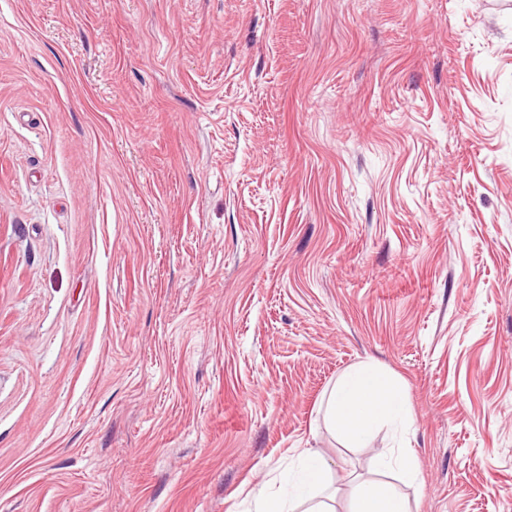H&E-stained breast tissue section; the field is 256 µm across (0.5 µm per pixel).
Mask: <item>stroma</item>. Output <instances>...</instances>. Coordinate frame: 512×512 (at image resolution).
Listing matches in <instances>:
<instances>
[{"label": "stroma", "instance_id": "stroma-1", "mask_svg": "<svg viewBox=\"0 0 512 512\" xmlns=\"http://www.w3.org/2000/svg\"><path fill=\"white\" fill-rule=\"evenodd\" d=\"M401 387L365 444L350 367ZM512 512V0H0V512H248L302 450ZM401 395L378 369L361 366L348 372L331 392L327 417L343 438L363 444L402 411ZM382 465L387 468H397L402 479L407 482H413L418 477V461L410 449L400 448L398 453L384 458Z\"/></svg>", "mask_w": 512, "mask_h": 512}]
</instances>
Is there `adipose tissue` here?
Listing matches in <instances>:
<instances>
[{"mask_svg":"<svg viewBox=\"0 0 512 512\" xmlns=\"http://www.w3.org/2000/svg\"><path fill=\"white\" fill-rule=\"evenodd\" d=\"M402 411L401 395L378 369L361 366L348 372L331 392L327 417L343 438L365 443L381 426ZM294 492L285 496L270 485L253 494L255 512H333L326 494V466L312 453H303L293 474ZM356 512H410L406 495L394 486L354 488Z\"/></svg>","mask_w":512,"mask_h":512,"instance_id":"1","label":"adipose tissue"}]
</instances>
